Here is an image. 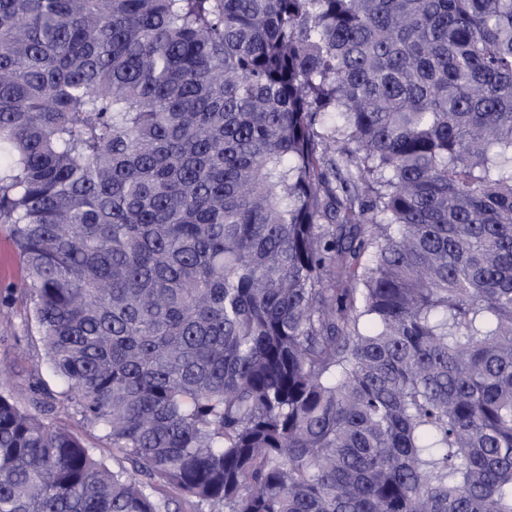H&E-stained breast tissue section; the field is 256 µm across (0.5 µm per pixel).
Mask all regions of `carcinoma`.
<instances>
[{
  "instance_id": "carcinoma-1",
  "label": "carcinoma",
  "mask_w": 512,
  "mask_h": 512,
  "mask_svg": "<svg viewBox=\"0 0 512 512\" xmlns=\"http://www.w3.org/2000/svg\"><path fill=\"white\" fill-rule=\"evenodd\" d=\"M0 227V512H512V0H0ZM20 275L16 246L5 231H0V364L13 367L2 390L11 389L22 406L32 408L28 385L38 374L52 389L61 390L62 384L48 371L36 323L21 302L19 290L13 288ZM55 415L58 422L64 424L89 447L93 448L98 457L104 458L110 465L112 464V445L105 439L102 432L89 427L73 407L66 403L61 404Z\"/></svg>"
}]
</instances>
